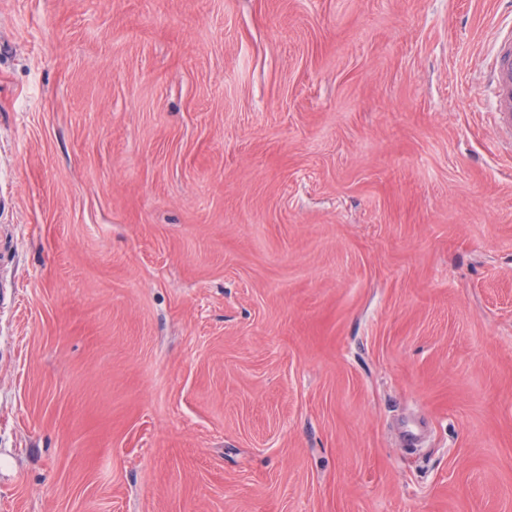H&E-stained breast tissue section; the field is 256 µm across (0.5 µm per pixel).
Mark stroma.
Instances as JSON below:
<instances>
[{"mask_svg":"<svg viewBox=\"0 0 512 512\" xmlns=\"http://www.w3.org/2000/svg\"><path fill=\"white\" fill-rule=\"evenodd\" d=\"M512 0H0V512H512ZM495 56L488 73L493 90V111L501 138L512 151V37H498Z\"/></svg>","mask_w":512,"mask_h":512,"instance_id":"35a3bbf8","label":"stroma"}]
</instances>
